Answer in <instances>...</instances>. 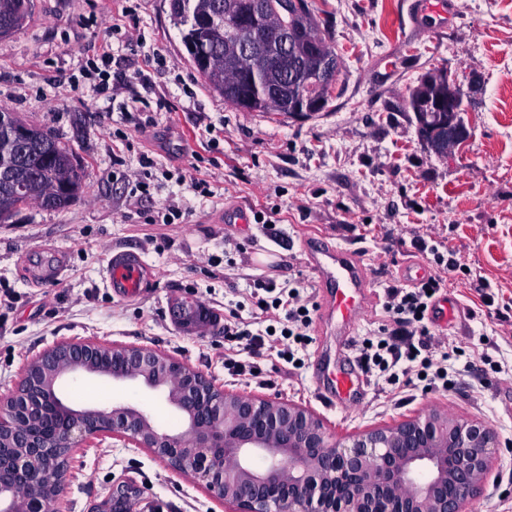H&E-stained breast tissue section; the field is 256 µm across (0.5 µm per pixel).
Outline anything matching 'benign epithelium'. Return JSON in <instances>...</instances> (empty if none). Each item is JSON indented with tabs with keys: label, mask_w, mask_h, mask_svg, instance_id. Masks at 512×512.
Masks as SVG:
<instances>
[{
	"label": "benign epithelium",
	"mask_w": 512,
	"mask_h": 512,
	"mask_svg": "<svg viewBox=\"0 0 512 512\" xmlns=\"http://www.w3.org/2000/svg\"><path fill=\"white\" fill-rule=\"evenodd\" d=\"M271 18L265 4L233 17L243 31L236 53L256 75L296 53L299 34L271 30ZM458 99L450 82L437 103L436 145L446 154L468 139ZM108 377L116 388L163 396L180 428L164 429L149 410L121 398L72 406L64 397L76 380ZM107 436L147 449L236 512H464L501 448L486 425L435 408L339 443L307 407L222 389L169 355L62 342L32 358L11 395L0 398V512H51L75 449ZM112 512H138L124 481L112 488Z\"/></svg>",
	"instance_id": "1"
}]
</instances>
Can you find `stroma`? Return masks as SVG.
<instances>
[{
    "mask_svg": "<svg viewBox=\"0 0 512 512\" xmlns=\"http://www.w3.org/2000/svg\"><path fill=\"white\" fill-rule=\"evenodd\" d=\"M423 2L314 0L342 58L334 98L311 118L273 120L238 111L208 88L169 0H34L24 28L0 37V109L51 131L85 174L67 208L32 204L0 223V293L13 297L0 307V397L43 350L91 341L160 351L219 387L305 406L341 441L435 407L482 422L502 441L467 512H512V0H455L445 21ZM105 42L131 81L136 63L160 56L149 71L154 90L138 105L155 113V128L136 131L125 99H105L86 79L87 61ZM438 70L472 92L462 114L469 139L445 157L420 141L408 107L410 89ZM144 154L155 161L151 196L132 217L126 201ZM202 177L211 197L191 188ZM172 203L183 212L179 223H150ZM241 209L249 223L220 222ZM273 209L275 223L258 222ZM311 236L355 250L372 284L350 338L353 359L385 320L386 287L402 286L403 266L420 262L414 241L454 256L457 269L440 293L455 301V318L425 319L436 356L448 359V389L390 404L370 377L360 402L323 399L319 378L338 354L321 322ZM115 250L139 252L152 267L147 294L122 300L107 287ZM56 261L60 281L36 278L37 266ZM273 262L277 287L306 289L313 302L300 368L243 350L223 326L191 336L172 324L167 301L179 294L220 315L235 311L251 333H264L268 322L257 318L251 295ZM476 277L488 283L489 302L470 290ZM228 356L246 374L225 369ZM121 481L139 490L143 512H234L147 449L110 437L73 452L55 510L96 512Z\"/></svg>",
    "mask_w": 512,
    "mask_h": 512,
    "instance_id": "35a3bbf8",
    "label": "stroma"
}]
</instances>
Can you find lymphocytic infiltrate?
<instances>
[{
    "label": "lymphocytic infiltrate",
    "mask_w": 512,
    "mask_h": 512,
    "mask_svg": "<svg viewBox=\"0 0 512 512\" xmlns=\"http://www.w3.org/2000/svg\"><path fill=\"white\" fill-rule=\"evenodd\" d=\"M442 285V278L432 276L416 287L393 286L385 293L383 310L388 322L369 344L361 346L360 360L365 372L386 376L391 395L424 391L448 381L447 365L433 358L431 331L425 323L432 295ZM261 288L270 295L266 309L283 314L281 336L303 343V330L311 322L308 297L297 288L277 291L271 280L262 282Z\"/></svg>",
    "instance_id": "f902f5d3"
}]
</instances>
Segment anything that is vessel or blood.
<instances>
[{
	"label": "vessel or blood",
	"instance_id": "vessel-or-blood-1",
	"mask_svg": "<svg viewBox=\"0 0 512 512\" xmlns=\"http://www.w3.org/2000/svg\"><path fill=\"white\" fill-rule=\"evenodd\" d=\"M307 252L320 285L328 290L323 319L337 336L348 335L371 295L369 281L351 249L333 247L314 239L309 242ZM151 281L152 269L138 254L112 253L106 268V282L115 296L122 299L142 296ZM168 304L173 322L190 333L208 334L217 323L208 310L197 304H185L178 297L170 298ZM364 387L360 373L340 368L328 377L322 394L330 401L347 404L353 402Z\"/></svg>",
	"mask_w": 512,
	"mask_h": 512
}]
</instances>
